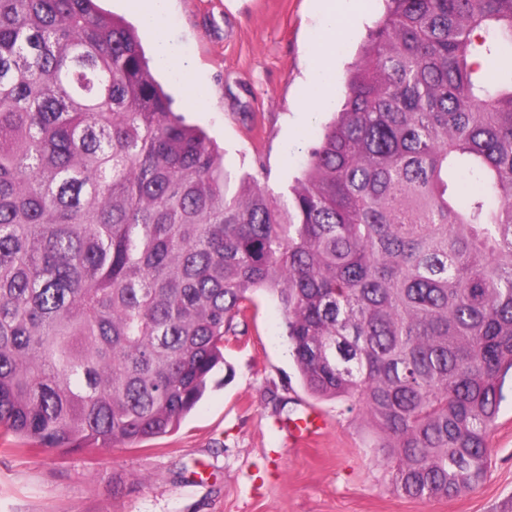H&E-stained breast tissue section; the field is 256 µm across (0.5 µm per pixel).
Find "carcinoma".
<instances>
[{
	"label": "carcinoma",
	"mask_w": 512,
	"mask_h": 512,
	"mask_svg": "<svg viewBox=\"0 0 512 512\" xmlns=\"http://www.w3.org/2000/svg\"><path fill=\"white\" fill-rule=\"evenodd\" d=\"M288 192L236 175L97 0H0V437L176 432L259 293L403 497L488 476L512 379V0H384ZM473 179L468 193L461 179Z\"/></svg>",
	"instance_id": "cac0c4a2"
}]
</instances>
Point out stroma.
Masks as SVG:
<instances>
[{
  "mask_svg": "<svg viewBox=\"0 0 512 512\" xmlns=\"http://www.w3.org/2000/svg\"><path fill=\"white\" fill-rule=\"evenodd\" d=\"M362 7L336 45L337 103L383 4ZM319 28L312 0H174L164 30L202 94L188 98L168 73L159 79L175 110L216 140L228 167L265 165L278 190L332 115L301 109ZM244 323L216 386L174 434L92 455L23 454L0 444V512H512L511 395L491 437L487 480L459 497L410 500L393 492L379 436L361 412L302 387L278 303L258 296ZM310 412L324 425L296 442L290 421Z\"/></svg>",
  "mask_w": 512,
  "mask_h": 512,
  "instance_id": "stroma-1",
  "label": "stroma"
}]
</instances>
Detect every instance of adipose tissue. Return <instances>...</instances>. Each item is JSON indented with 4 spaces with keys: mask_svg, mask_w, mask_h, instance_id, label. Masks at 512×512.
Returning <instances> with one entry per match:
<instances>
[{
    "mask_svg": "<svg viewBox=\"0 0 512 512\" xmlns=\"http://www.w3.org/2000/svg\"><path fill=\"white\" fill-rule=\"evenodd\" d=\"M320 10L323 22L324 40L314 62L313 89L306 97L304 108L312 112L326 103L328 85L327 73L330 69L331 50L336 44V34L346 25L359 18L360 0H314Z\"/></svg>",
    "mask_w": 512,
    "mask_h": 512,
    "instance_id": "obj_1",
    "label": "adipose tissue"
}]
</instances>
